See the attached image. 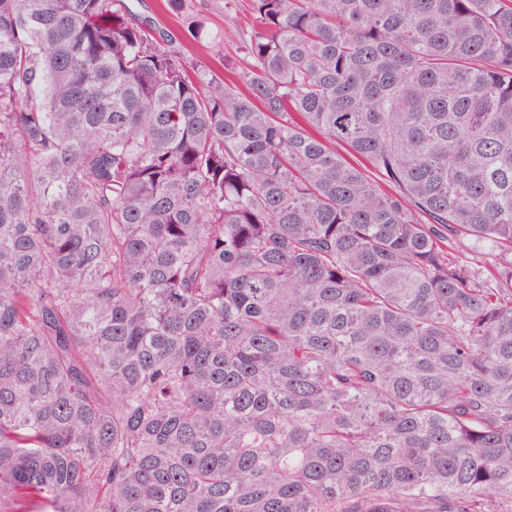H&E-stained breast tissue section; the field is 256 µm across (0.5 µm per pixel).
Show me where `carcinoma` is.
Segmentation results:
<instances>
[{
  "label": "carcinoma",
  "mask_w": 512,
  "mask_h": 512,
  "mask_svg": "<svg viewBox=\"0 0 512 512\" xmlns=\"http://www.w3.org/2000/svg\"><path fill=\"white\" fill-rule=\"evenodd\" d=\"M177 41L0 0V512H512V0Z\"/></svg>",
  "instance_id": "1"
}]
</instances>
